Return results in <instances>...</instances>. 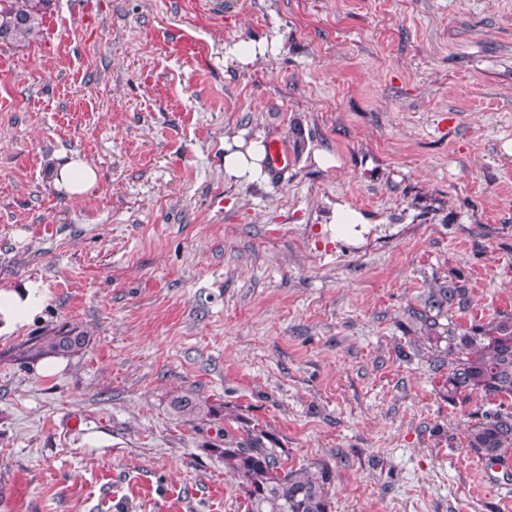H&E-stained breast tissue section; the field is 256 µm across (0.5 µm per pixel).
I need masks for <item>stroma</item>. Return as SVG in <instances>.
I'll return each mask as SVG.
<instances>
[{
	"instance_id": "stroma-1",
	"label": "stroma",
	"mask_w": 512,
	"mask_h": 512,
	"mask_svg": "<svg viewBox=\"0 0 512 512\" xmlns=\"http://www.w3.org/2000/svg\"><path fill=\"white\" fill-rule=\"evenodd\" d=\"M235 137L287 171L226 179ZM510 144L512 0H52L0 45V288L48 295L0 337V512H247L217 450L253 427L329 468L331 512H512L463 441L487 401L449 398L409 316L460 285L443 329L512 317ZM68 325L90 341L60 370L20 359ZM267 40L258 42H230L224 45V56L236 61L241 66H247L262 56L265 52ZM97 174L81 158H73L60 165L54 174L55 186L70 196H78L94 186ZM365 220L363 216L349 208L345 204H336V211L334 214V222L338 226V230L341 234H344L346 239L351 238L350 232H348V226H355L356 224H364ZM465 291L460 286L438 288L436 292H431L425 305L430 309L437 308L441 310L444 306L452 307L455 304L460 305L463 301ZM171 408L180 416L195 420L202 415H210L213 410L192 393L178 394L171 399Z\"/></svg>"
}]
</instances>
